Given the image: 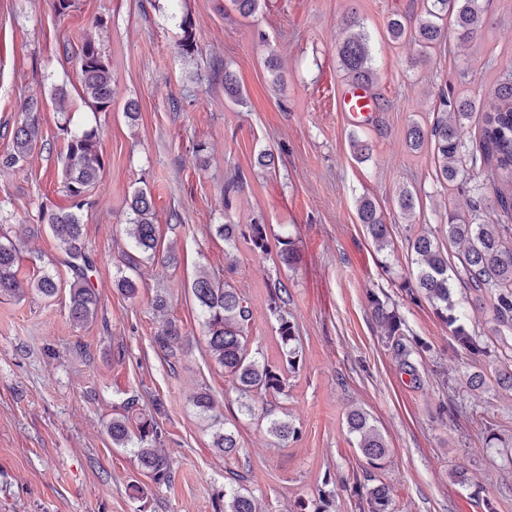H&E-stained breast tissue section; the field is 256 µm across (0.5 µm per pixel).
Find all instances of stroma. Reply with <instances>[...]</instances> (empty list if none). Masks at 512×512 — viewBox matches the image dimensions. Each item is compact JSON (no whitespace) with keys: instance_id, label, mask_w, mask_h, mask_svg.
Here are the masks:
<instances>
[{"instance_id":"stroma-1","label":"stroma","mask_w":512,"mask_h":512,"mask_svg":"<svg viewBox=\"0 0 512 512\" xmlns=\"http://www.w3.org/2000/svg\"><path fill=\"white\" fill-rule=\"evenodd\" d=\"M422 10L423 0H268L244 17L230 0H75L60 17L52 0H0V154L28 98L41 103L44 136L22 168L0 171V224L23 235L40 224L41 209L67 205L60 171L70 131L96 129L104 161L81 211L95 261L96 318L70 321L72 273L46 225L22 243L21 274L54 275L57 294L0 298V512H224L232 486L251 493L259 512H361L367 464L346 423L355 407L386 437L391 456L379 477L396 512H512V394L495 382L512 362L458 348L433 305L413 291L409 240L439 230L458 191L436 180L429 149L405 145L411 123L432 124L441 96L465 91L483 109L494 105L496 65L512 58V0H490L489 25L466 50L387 43L391 19ZM186 14L197 42L189 56L178 47ZM350 16L370 37L378 76L377 117L366 126L336 108L346 83L336 43ZM89 36L112 65L114 102L105 111L85 103L77 78ZM272 52L276 72L266 63ZM228 71L244 104L224 94ZM130 99L139 105L133 123L123 114ZM354 137L369 143L366 158L354 157ZM263 150L274 153V169L258 166ZM235 178L239 190L225 194ZM405 187L419 196L409 221L397 207ZM137 188L154 199L160 246L156 259L141 262L139 290L129 298L116 277ZM364 196L391 226L386 250L356 219ZM254 222L265 225L271 249L291 238L293 267L243 243L227 251L214 231ZM170 253L176 263L163 264ZM202 268L222 271L242 291L258 358L279 363V318L300 328L287 396L259 399L249 415L206 352L191 293ZM278 283L288 298L275 315L269 302ZM372 292L403 315L400 341L381 336ZM159 293L168 301L163 316L153 308ZM454 294L476 334L496 350L512 347V335L494 333L489 294L460 287ZM167 318L187 338L173 357L153 343ZM402 347L416 375L399 369ZM473 372L485 376L483 389L465 387ZM203 385L217 400L216 418L190 401ZM280 407L299 429L285 442L263 420ZM123 414L155 418L173 462L171 483L155 485L130 449L113 446L105 425ZM219 422L234 432L235 454L213 447ZM327 488L334 495L326 501Z\"/></svg>"}]
</instances>
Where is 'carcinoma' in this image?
Wrapping results in <instances>:
<instances>
[{
    "instance_id": "carcinoma-1",
    "label": "carcinoma",
    "mask_w": 512,
    "mask_h": 512,
    "mask_svg": "<svg viewBox=\"0 0 512 512\" xmlns=\"http://www.w3.org/2000/svg\"><path fill=\"white\" fill-rule=\"evenodd\" d=\"M489 23L487 11L479 0H427L424 16L411 27L400 18H393L387 25V38L392 43L414 38L425 50L435 49L447 40L456 45H468ZM183 36L179 42L181 53L189 55L196 50L192 20L185 16L181 21ZM338 57L345 79L350 83L372 87L377 80L371 65V46L366 33L355 18L346 21L343 36L338 43ZM78 79L83 99L100 109L112 106V69L96 40L83 41L78 58ZM496 104L480 115L474 129L472 145L466 143V133L473 123V116L480 110L479 102L472 96H458L452 100L441 97V109L433 124L425 128L419 123L408 127L405 144L418 151L428 145L433 149L436 178L442 183L463 185L471 173L494 167L508 183H512V62L500 67L494 90ZM40 102L27 99L22 104L23 120L13 130L12 149L0 155V169L20 168L27 162L37 143L43 139L40 127ZM104 163L100 141L95 129L73 134L66 143L62 171V192L71 201L49 213V224L61 248L67 254L73 272L69 285V316L76 324H87L97 315L98 297L90 283L89 272L93 261L82 240V222L79 211L86 205V196L101 179ZM417 194L405 188L398 196L400 213L406 217L415 214ZM484 195L469 196L465 206L448 208L446 223L441 225L442 237L421 232L409 239L413 278L419 295L434 306L438 318L448 324L452 338L462 350L477 356H492V350L468 327L466 317L457 311L452 276L462 273L458 281L478 292L488 291L494 298V309L499 325L512 330V227L500 221L483 217ZM131 218L127 235L134 253L125 254V267L138 269L144 256L156 255L155 211L152 197L145 189L131 196ZM357 219L363 224L376 249L383 251L391 243V225L385 223L375 203L368 198L359 200ZM216 234L224 238L230 248L237 247L243 239L250 249L268 256L271 250L266 226L249 224L242 230L238 224H218ZM461 245L457 260L461 266L455 271L448 262V250L443 241ZM276 253L278 262L288 268L297 262V251L292 242L279 241ZM20 249L10 231L0 225V297L20 299L29 290L45 296H54L59 284L50 274H43L33 281L19 276ZM202 325L207 338V354L230 377L233 389L247 412L261 396L288 393L287 373L298 366L299 348L297 328L288 319L279 318L278 335L281 341V364L271 365L249 351L247 327L251 309L243 294L229 282L202 269L191 284ZM369 302L382 335L389 339L403 335L404 318L395 307H389L375 294ZM156 345L168 356H176L186 342L179 326L167 319L154 337ZM192 405L202 414L216 410V400L209 388L200 387L191 395ZM349 432L356 438L357 448L369 466L372 485L367 488V512H395L387 486L375 482L374 472L385 469L390 450L385 437L372 422L371 416L359 409L347 415ZM267 432L281 439L297 437L299 430L288 417L268 419ZM106 433L117 447L136 449L143 473L156 485L169 483L172 461L156 444L160 442L157 424L149 419L136 424L129 417H115L106 424ZM214 445L224 454L237 451L234 434L217 428ZM224 512H257L253 497L231 488L224 493Z\"/></svg>"
}]
</instances>
